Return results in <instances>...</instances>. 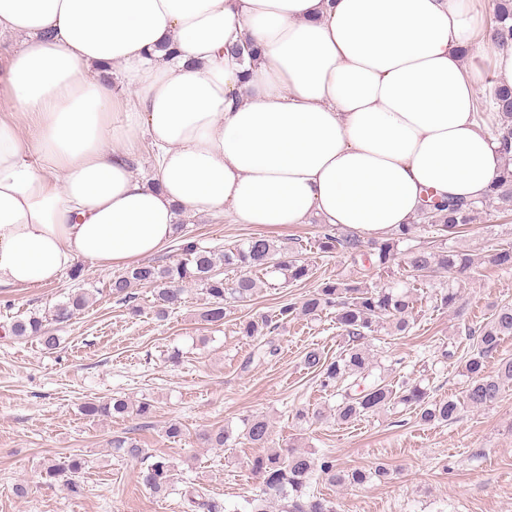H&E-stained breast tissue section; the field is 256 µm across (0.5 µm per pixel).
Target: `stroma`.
Masks as SVG:
<instances>
[{"mask_svg": "<svg viewBox=\"0 0 512 512\" xmlns=\"http://www.w3.org/2000/svg\"><path fill=\"white\" fill-rule=\"evenodd\" d=\"M319 230L314 223L261 228L221 218L183 219L182 236L207 248H230L258 232L288 247L298 239L307 246V281L275 277L273 286H261L250 301L227 302L219 325L200 319L206 297L194 286L163 317L153 289L136 288L141 312L131 315L109 288L122 272L118 266L84 265L76 281L64 275L50 285L0 287V512H183L179 495L159 497L139 483V463L113 456L109 442L125 431L149 453L166 455L181 478L204 484L233 512L260 489L247 466L259 450L249 444L209 448L199 435L222 426L240 431L243 418L252 414L271 421V447L329 451L344 467L389 464L392 476L384 482L344 488L317 482L316 491L335 502L336 512H512V386L494 406L461 409L448 425L419 424L401 406L346 425L326 414L329 400L303 362L313 347L330 357L340 351L344 341L333 316L290 320L274 337L278 355L252 359L251 342L238 333L241 321L302 301L325 280L358 279L359 267L349 258L311 249ZM448 245L482 256L512 245V209L462 225ZM81 288L90 294L86 307L68 322L48 326L60 338L58 349L5 334L4 325L34 310L48 314ZM460 291L455 308L437 310L431 287L421 288L410 331L396 336L383 330L370 340L376 360L392 377L422 380L440 397H461V361L469 348L465 328L486 322L493 305L512 303V272L482 264L463 279ZM446 348L454 359L442 358ZM113 396L152 401L153 413L145 420L82 414L85 401ZM299 408L322 411L323 417L298 422ZM175 420L184 429L176 443L164 435ZM77 451L90 468L83 494L74 498L48 484L40 469L44 459ZM20 482L28 491L23 499L14 493Z\"/></svg>", "mask_w": 512, "mask_h": 512, "instance_id": "stroma-1", "label": "stroma"}]
</instances>
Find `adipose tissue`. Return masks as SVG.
I'll return each mask as SVG.
<instances>
[{
    "label": "adipose tissue",
    "instance_id": "1",
    "mask_svg": "<svg viewBox=\"0 0 512 512\" xmlns=\"http://www.w3.org/2000/svg\"><path fill=\"white\" fill-rule=\"evenodd\" d=\"M479 34L474 0H0V287L153 256L181 216L381 236L482 199Z\"/></svg>",
    "mask_w": 512,
    "mask_h": 512
}]
</instances>
